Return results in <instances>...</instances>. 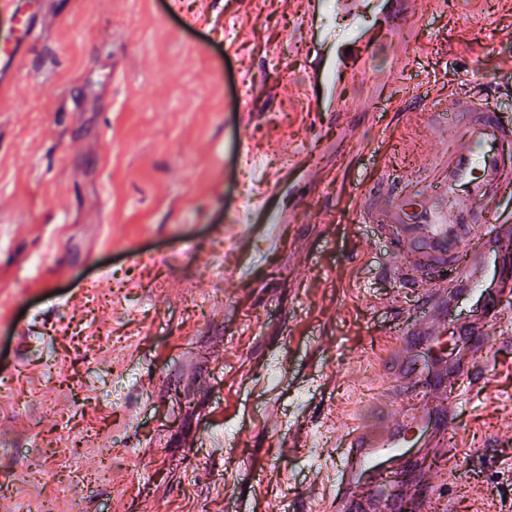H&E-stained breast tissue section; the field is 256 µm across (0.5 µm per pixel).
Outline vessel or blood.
<instances>
[{"mask_svg": "<svg viewBox=\"0 0 512 512\" xmlns=\"http://www.w3.org/2000/svg\"><path fill=\"white\" fill-rule=\"evenodd\" d=\"M336 13L344 20L349 39L339 40L335 31L322 29L321 41L331 43L334 54L319 72L326 97L337 110L347 103L342 95L344 75L363 71L373 51L392 42L399 24L372 27L362 11L348 0H336ZM454 146L436 153L432 166L436 179L422 194L389 198L376 190L373 200L359 209L360 223L391 235L396 247L416 256L413 264H391L394 277L410 288H422L425 306L404 323L397 346L406 354L409 341L433 334L438 325L436 306L446 294L460 290L473 293L485 278L500 280L503 292L512 291V222L501 219L496 204L502 192L512 187V119L488 107L484 96L458 93L448 97L443 112L436 115ZM266 189L277 177L263 176ZM265 191L253 194L239 216L240 223H279L280 217L267 206ZM470 260H463V253ZM421 411L408 414L399 426L361 422L336 459V509L350 512L360 504L374 508L379 493L398 489L401 502L423 507L412 484L378 466V457L399 456L404 432L420 427ZM368 471L372 482L359 487L358 473Z\"/></svg>", "mask_w": 512, "mask_h": 512, "instance_id": "obj_1", "label": "vessel or blood"}]
</instances>
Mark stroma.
<instances>
[{
	"mask_svg": "<svg viewBox=\"0 0 512 512\" xmlns=\"http://www.w3.org/2000/svg\"><path fill=\"white\" fill-rule=\"evenodd\" d=\"M310 0H0V512L62 496L84 512H335L331 461L360 416L433 403L436 358L482 322L446 457L421 459L426 512H512V297L455 307L401 390L396 332L424 303L391 278V240L355 213L444 133L416 100L483 91L512 114V0H382L408 15L314 109L331 48ZM412 96L394 111L396 90ZM250 111H243L242 99ZM279 175L278 224H241L244 156ZM141 254L150 263L138 262ZM100 475L67 489L52 468Z\"/></svg>",
	"mask_w": 512,
	"mask_h": 512,
	"instance_id": "stroma-1",
	"label": "stroma"
}]
</instances>
